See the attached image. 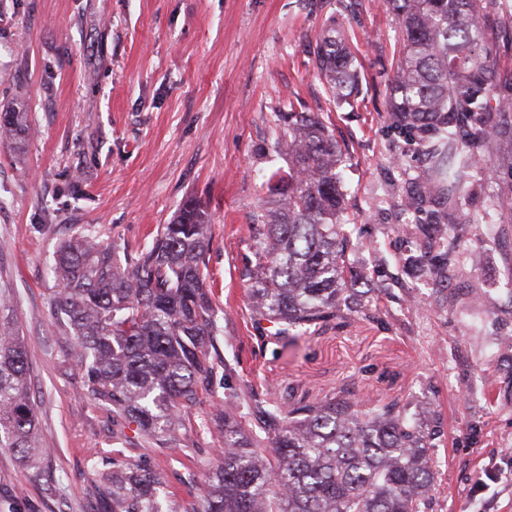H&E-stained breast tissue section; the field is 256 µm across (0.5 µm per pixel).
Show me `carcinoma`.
Wrapping results in <instances>:
<instances>
[{
	"instance_id": "obj_1",
	"label": "carcinoma",
	"mask_w": 512,
	"mask_h": 512,
	"mask_svg": "<svg viewBox=\"0 0 512 512\" xmlns=\"http://www.w3.org/2000/svg\"><path fill=\"white\" fill-rule=\"evenodd\" d=\"M399 27L401 45L388 95L395 129L429 133L435 200L458 205L466 174L489 176V145L512 137V68L497 59L489 30L512 26V0H381ZM333 9L312 51L315 77L332 99L358 106V62L350 29ZM26 127V113L0 112V137ZM272 149L288 170L265 182L255 216V264L242 282L256 328L274 324L275 339H293L330 320L365 315L355 288V244L338 222L342 150L313 112L280 116ZM209 220L186 203L152 244L132 255L92 238L64 244L51 300L78 351L92 393L112 413L161 444L175 440L182 416L200 404L215 363L217 333L206 290ZM433 258L403 259L416 273ZM0 294V448L26 466L46 456L30 391L24 340ZM248 416L239 413V405ZM223 452L204 472L201 512H423L436 472L438 430L411 422L397 401L367 406L340 389L318 404L261 400L250 386L226 401ZM160 482L137 464L112 473V512H162Z\"/></svg>"
}]
</instances>
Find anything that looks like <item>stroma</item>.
<instances>
[{
    "mask_svg": "<svg viewBox=\"0 0 512 512\" xmlns=\"http://www.w3.org/2000/svg\"><path fill=\"white\" fill-rule=\"evenodd\" d=\"M362 85L356 110L311 74L328 20L322 0H0V112H26L21 143L0 140V289L24 336L48 472L0 448V512H104L112 472L152 470L172 512H200L230 389L317 403L351 387L440 417L429 512H512V140L472 173L457 209L426 198L428 137L385 108L399 38L380 0H356ZM318 113L343 151L341 222L362 240L355 266L369 318L261 338L240 274L271 172L279 113ZM211 224L206 258L218 327L216 373L175 445L125 427L89 392L74 342L52 315L59 246L87 235L136 252L188 200ZM447 227L450 263L402 270Z\"/></svg>",
    "mask_w": 512,
    "mask_h": 512,
    "instance_id": "obj_1",
    "label": "stroma"
}]
</instances>
